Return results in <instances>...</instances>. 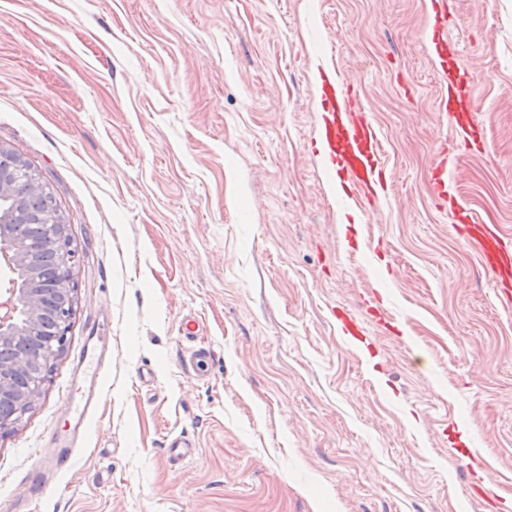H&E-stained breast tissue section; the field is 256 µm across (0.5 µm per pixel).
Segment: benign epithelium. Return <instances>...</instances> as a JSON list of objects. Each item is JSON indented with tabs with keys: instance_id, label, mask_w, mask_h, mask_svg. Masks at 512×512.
<instances>
[{
	"instance_id": "obj_1",
	"label": "benign epithelium",
	"mask_w": 512,
	"mask_h": 512,
	"mask_svg": "<svg viewBox=\"0 0 512 512\" xmlns=\"http://www.w3.org/2000/svg\"><path fill=\"white\" fill-rule=\"evenodd\" d=\"M50 231L60 249L56 275L61 284V302L54 326L49 330L43 327L42 298L37 288L38 273L34 269H30L28 279L12 280L8 296L0 300V342L37 339L41 343V351L35 355L18 349L9 360L0 359L1 434L14 429L39 398L51 362L64 350L73 315L70 269L75 251L68 225L52 224ZM32 250L31 245L15 244L0 237V257L13 272L29 269Z\"/></svg>"
}]
</instances>
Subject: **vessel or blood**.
<instances>
[{"instance_id": "1", "label": "vessel or blood", "mask_w": 512, "mask_h": 512, "mask_svg": "<svg viewBox=\"0 0 512 512\" xmlns=\"http://www.w3.org/2000/svg\"><path fill=\"white\" fill-rule=\"evenodd\" d=\"M444 0H432L427 28L436 57L448 51L444 36ZM319 85L318 122L315 145L327 170L342 186L359 191L367 203L379 201L385 183V169L380 161V134L369 117L356 101L350 85L336 79L335 71L317 67ZM447 95L441 96V114L466 112L474 97L472 86L464 84L463 74H446ZM432 196L440 202L448 200V156L438 153L426 173ZM465 230L472 246L480 256L484 269L503 287L512 286V242L505 240L495 225L485 220L468 216ZM106 352L93 348L84 354L78 363L81 391L78 401L70 409L68 425L53 441L52 455L40 458L33 473V484L43 489L51 484L55 476L65 469L72 456L75 440L92 429L91 416L103 388L100 363Z\"/></svg>"}]
</instances>
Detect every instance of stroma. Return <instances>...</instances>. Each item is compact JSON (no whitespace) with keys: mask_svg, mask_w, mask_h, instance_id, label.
Here are the masks:
<instances>
[{"mask_svg":"<svg viewBox=\"0 0 512 512\" xmlns=\"http://www.w3.org/2000/svg\"><path fill=\"white\" fill-rule=\"evenodd\" d=\"M447 3L482 153L439 115L429 0H0V147L76 249L0 512H512V301L426 178L447 143L451 196L512 239V0ZM318 51L380 131V206L313 149ZM95 336L93 432L32 497Z\"/></svg>","mask_w":512,"mask_h":512,"instance_id":"stroma-1","label":"stroma"}]
</instances>
